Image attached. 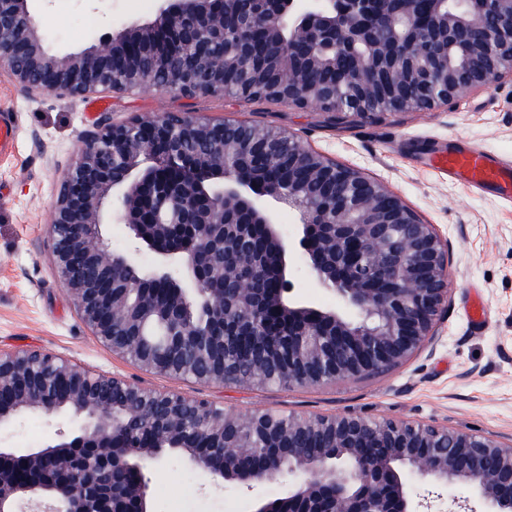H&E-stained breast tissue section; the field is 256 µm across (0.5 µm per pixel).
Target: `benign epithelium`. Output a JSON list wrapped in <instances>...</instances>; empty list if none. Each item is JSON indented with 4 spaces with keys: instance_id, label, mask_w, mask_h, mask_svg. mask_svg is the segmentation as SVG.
Instances as JSON below:
<instances>
[{
    "instance_id": "obj_1",
    "label": "benign epithelium",
    "mask_w": 512,
    "mask_h": 512,
    "mask_svg": "<svg viewBox=\"0 0 512 512\" xmlns=\"http://www.w3.org/2000/svg\"><path fill=\"white\" fill-rule=\"evenodd\" d=\"M29 2L0 0V73L33 93L151 89L117 86L113 73L135 72L146 49L186 41L196 43L199 68H180L169 55L161 89L185 97L231 90L247 102L259 82L287 105H313L338 121L432 110L512 78V0H253L245 20L229 0H157L153 20L64 54L49 48ZM283 134L286 183L269 168L277 146L226 118H132L83 142L51 234L59 276L94 336L160 371L153 346L114 338L142 335L147 292L185 273L194 295L176 288L175 304L183 316L204 307L213 335L279 322L265 345L288 336L289 387L373 376L434 340L448 304L447 243L381 182ZM276 203L299 213V236L285 237ZM108 204L133 249L114 251L104 238ZM172 224L190 225L187 244L169 242ZM255 224L281 255L300 254L313 284L360 320L295 305L285 279L276 289L250 276L222 285L215 257L254 260ZM145 249L155 257L150 273L137 261ZM198 369L202 382L226 381L221 362ZM33 410H65L75 424L41 448L0 447V512H150L149 473L169 449L215 485L283 484L278 497L253 499L252 512H421L429 504H412L411 476L436 487L469 484L489 512H512V443L446 427L354 414L284 426L269 411L225 412L91 374L47 351H0V429ZM308 438L322 447H304ZM74 471L86 475L79 486L66 478Z\"/></svg>"
}]
</instances>
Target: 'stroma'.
<instances>
[{"label":"stroma","mask_w":512,"mask_h":512,"mask_svg":"<svg viewBox=\"0 0 512 512\" xmlns=\"http://www.w3.org/2000/svg\"><path fill=\"white\" fill-rule=\"evenodd\" d=\"M156 0H36L34 11L56 52L83 49L136 21ZM193 112L291 130L315 151L357 168L435 225L448 245V307L434 341L376 375L316 387L198 383L141 369L114 354L81 320L53 260L51 221L60 185L82 143L103 122ZM17 142L0 156V349L49 351L81 368L151 391H175L236 413H353L371 420L423 422L512 441V201L428 166L437 151L466 148L512 163V81L470 91L432 111L336 124L313 106L221 96L132 90L85 96L33 93L0 75V114ZM69 414L29 411L0 430V445L43 446L69 430ZM152 512H248L234 486L215 488L176 455L151 473Z\"/></svg>","instance_id":"1"}]
</instances>
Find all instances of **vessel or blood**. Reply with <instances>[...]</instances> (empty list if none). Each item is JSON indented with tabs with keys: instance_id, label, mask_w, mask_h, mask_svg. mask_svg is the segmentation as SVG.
I'll list each match as a JSON object with an SVG mask.
<instances>
[{
	"instance_id": "1",
	"label": "vessel or blood",
	"mask_w": 512,
	"mask_h": 512,
	"mask_svg": "<svg viewBox=\"0 0 512 512\" xmlns=\"http://www.w3.org/2000/svg\"><path fill=\"white\" fill-rule=\"evenodd\" d=\"M433 162L455 179L480 187L492 185L500 196L512 199V164L468 151L441 152L434 156Z\"/></svg>"
}]
</instances>
